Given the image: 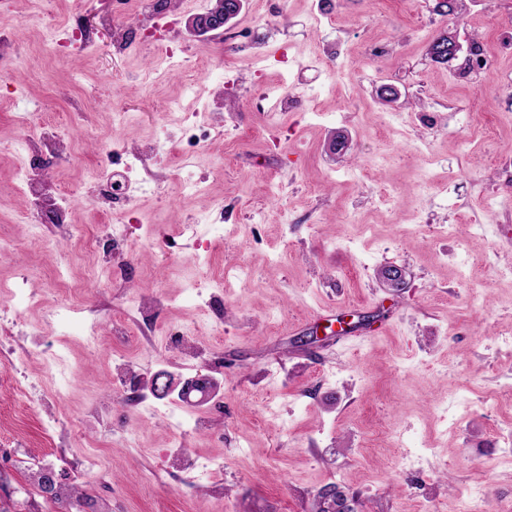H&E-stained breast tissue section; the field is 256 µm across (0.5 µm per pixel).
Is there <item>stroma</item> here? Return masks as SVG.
<instances>
[{
	"mask_svg": "<svg viewBox=\"0 0 512 512\" xmlns=\"http://www.w3.org/2000/svg\"><path fill=\"white\" fill-rule=\"evenodd\" d=\"M437 4L246 0L228 42L184 33L211 0H169L160 17L207 67L167 71L135 16L114 17L107 0H0V62L12 68L0 86V327L11 338L0 447L12 451L1 505L58 512L30 484L51 466L78 476L97 512H312L330 486L359 512H411L426 496L454 512L476 482L495 512H512V466L494 464L512 400L483 403L512 381V356L493 341L512 332V117L500 96L512 53L491 24L512 0H465L458 19ZM77 14L91 47L58 57L52 42ZM446 32L482 42L493 66L462 80L456 63L435 62ZM379 39L389 54L363 55ZM260 86L290 92L299 110L256 111ZM214 109L223 131L192 168L204 189L182 193L181 127ZM116 112L140 120L120 128ZM29 115L58 130L62 155L37 142L17 152ZM339 135L350 139L341 154ZM125 147L146 155L140 170L112 165L131 185L119 197L89 173ZM24 165L74 190L54 223H41L40 198L17 193ZM219 205L223 223H199ZM108 211L127 235L111 271L88 282L95 258L59 227L92 232ZM388 265L403 268L402 287L380 278ZM76 286L79 314L52 324L59 293ZM340 317L350 330L336 332ZM50 348L65 359L52 379ZM121 365L135 378L222 379L212 434L178 430L168 399L114 387ZM377 424L407 446L367 450ZM89 448L97 467L84 465Z\"/></svg>",
	"mask_w": 512,
	"mask_h": 512,
	"instance_id": "1",
	"label": "stroma"
}]
</instances>
